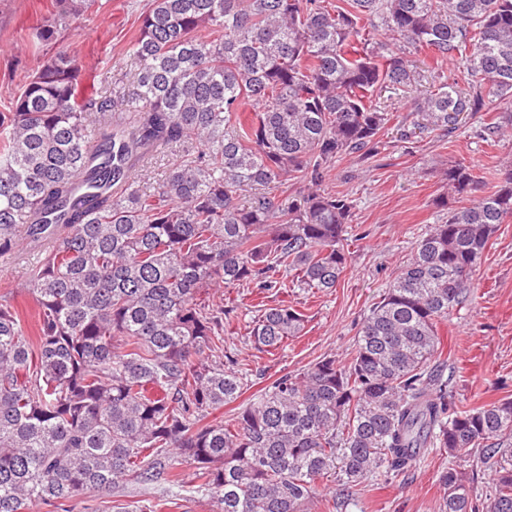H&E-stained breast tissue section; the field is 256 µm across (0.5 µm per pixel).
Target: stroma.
I'll return each mask as SVG.
<instances>
[{
  "label": "stroma",
  "instance_id": "obj_1",
  "mask_svg": "<svg viewBox=\"0 0 512 512\" xmlns=\"http://www.w3.org/2000/svg\"><path fill=\"white\" fill-rule=\"evenodd\" d=\"M99 2L97 13L73 21L55 40L36 47L32 34L56 20L54 0H0V112L7 111L48 53L74 56L86 84L106 79L116 90L133 94L138 62L128 47L151 0ZM411 60L415 83L388 87L375 99L393 114L380 152L337 161L325 182L354 203L348 266L336 287L307 290L290 282L265 296L250 288L224 291L229 310L224 351L247 371L244 397L324 357L347 359L364 315L407 261L415 240L430 225L446 221L449 210L468 205V198L449 195L442 169L465 163L489 188L512 171V112L490 98L485 111L461 113L451 133L421 127L414 101L429 91L434 65L420 53ZM492 121L505 127L503 136L487 138L485 125ZM442 198L447 206H439ZM41 258V248L34 246L0 256V300L18 310L31 337L37 332L38 307L23 287V276ZM473 285L470 302L438 326V357L452 370V398L467 406L512 398V218L500 224L478 260ZM267 302L291 305L305 316L299 336L271 355L255 350L248 335L249 322ZM448 464L438 449H424L422 462L408 478L381 479L361 488L346 512H439L443 488L438 476Z\"/></svg>",
  "mask_w": 512,
  "mask_h": 512
}]
</instances>
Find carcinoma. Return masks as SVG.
<instances>
[{
	"instance_id": "1",
	"label": "carcinoma",
	"mask_w": 512,
	"mask_h": 512,
	"mask_svg": "<svg viewBox=\"0 0 512 512\" xmlns=\"http://www.w3.org/2000/svg\"><path fill=\"white\" fill-rule=\"evenodd\" d=\"M56 2L65 25L95 0ZM408 50L465 64L466 88L439 75L415 102L432 129L487 96L512 110V0H152L129 46L136 99L107 81L85 93L65 54L27 77L0 113V255L47 250L25 278L36 339L0 302V512H73L129 483L164 500L188 491L214 512H333L366 480L407 477L423 448L480 451L494 472L486 512H512V399L461 409L434 363L438 324L468 302L512 217V175L415 240L347 363L325 357L232 422L209 419L246 379L224 367L215 291H269L282 272L336 287L354 203L324 183L337 160L379 153L393 114L373 96L411 84ZM173 145L185 159L137 185L145 159ZM443 176L456 195L480 190L463 162ZM288 180L305 189L284 204ZM303 326L275 304L248 330L272 353ZM439 483L440 512H480L465 473L451 465Z\"/></svg>"
}]
</instances>
